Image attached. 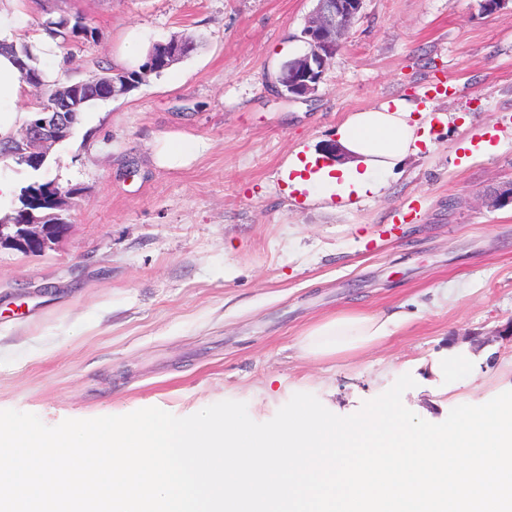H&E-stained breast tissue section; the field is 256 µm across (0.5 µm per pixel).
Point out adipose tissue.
Here are the masks:
<instances>
[{
  "instance_id": "adipose-tissue-1",
  "label": "adipose tissue",
  "mask_w": 512,
  "mask_h": 512,
  "mask_svg": "<svg viewBox=\"0 0 512 512\" xmlns=\"http://www.w3.org/2000/svg\"><path fill=\"white\" fill-rule=\"evenodd\" d=\"M22 95L12 57L0 54V133L11 127ZM430 112V107L395 98L350 113L336 130L346 162L326 165L313 153L292 155L284 170L289 190L306 193L311 201L334 199L341 203L380 195L385 174L428 145ZM408 320V314L400 309L389 313L341 310L309 327L298 338L296 348L305 357H332L371 347L393 336Z\"/></svg>"
}]
</instances>
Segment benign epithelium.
I'll return each mask as SVG.
<instances>
[{
  "label": "benign epithelium",
  "mask_w": 512,
  "mask_h": 512,
  "mask_svg": "<svg viewBox=\"0 0 512 512\" xmlns=\"http://www.w3.org/2000/svg\"><path fill=\"white\" fill-rule=\"evenodd\" d=\"M363 0H316V6L303 30L307 51L285 62L278 75V84L291 98L315 92L321 76L354 23ZM191 49V44L171 40L159 43L152 51L150 66L138 81L169 68ZM132 88L120 72L108 70L93 81L67 82L54 88L51 104L38 117L25 124L24 136L17 141L19 152L36 167L42 166L51 148L67 140L73 131L78 106L88 100L113 99ZM66 225L54 227L30 221L26 224H0V247L6 246L24 254L41 253L56 241Z\"/></svg>",
  "instance_id": "1"
}]
</instances>
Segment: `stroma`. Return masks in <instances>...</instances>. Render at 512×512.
<instances>
[{
	"instance_id": "stroma-1",
	"label": "stroma",
	"mask_w": 512,
	"mask_h": 512,
	"mask_svg": "<svg viewBox=\"0 0 512 512\" xmlns=\"http://www.w3.org/2000/svg\"><path fill=\"white\" fill-rule=\"evenodd\" d=\"M98 41L52 81L130 69L126 38L193 47L161 76L82 113L39 172L72 190L44 253L0 248V410L44 424L157 407L187 417L224 400L263 423L298 392L348 416L401 375L404 405L439 423L512 390V0H364L305 98L277 92L302 55L315 0H57ZM405 97L447 115L380 196L339 207L289 192L290 155L324 152L348 113ZM185 139L198 150L167 166ZM404 308L395 336L297 357L340 310ZM463 352L458 387L432 358Z\"/></svg>"
}]
</instances>
